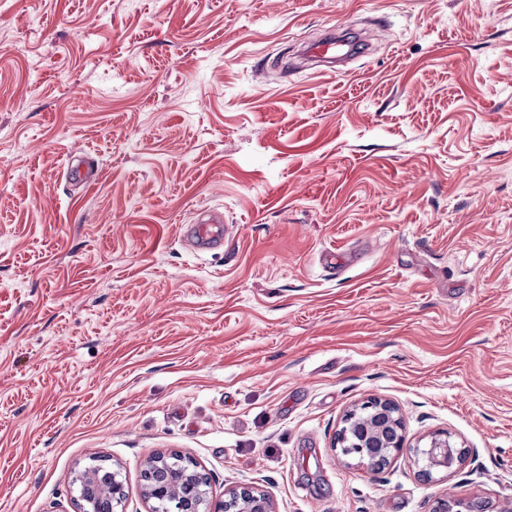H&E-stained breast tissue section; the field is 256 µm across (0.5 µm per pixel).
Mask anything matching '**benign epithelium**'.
I'll return each instance as SVG.
<instances>
[{"label":"benign epithelium","mask_w":512,"mask_h":512,"mask_svg":"<svg viewBox=\"0 0 512 512\" xmlns=\"http://www.w3.org/2000/svg\"><path fill=\"white\" fill-rule=\"evenodd\" d=\"M370 410L380 416L379 424L364 426L361 439L357 441L348 440L344 433L339 436L337 445L343 455L369 467L382 468L404 449L402 422L391 402L372 398L353 410L347 423H352ZM453 447L455 444L448 433L433 434L426 446L416 449V453L425 460L421 475L429 479L437 472H449L448 449ZM191 465L194 470L187 467L178 470L168 483L150 482L143 485L142 495L147 512H175L174 499L184 493L199 500L197 512H276L275 504L268 495L246 488L232 489L225 493L224 501L213 502L209 487L197 483L195 470L199 469L198 464L193 461ZM74 480L83 487H93L98 496L112 499L113 512H123L125 496L120 465H112V480L108 482L101 481L97 471L86 465L78 470Z\"/></svg>","instance_id":"obj_1"}]
</instances>
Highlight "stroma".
Masks as SVG:
<instances>
[{
  "label": "stroma",
  "instance_id": "stroma-1",
  "mask_svg": "<svg viewBox=\"0 0 512 512\" xmlns=\"http://www.w3.org/2000/svg\"><path fill=\"white\" fill-rule=\"evenodd\" d=\"M374 397L377 471L334 447ZM156 452L279 512H512V0H0V512H76L95 455L145 512ZM184 237L199 251L220 250L228 239L227 225H224V213L215 208H206L195 223L184 225ZM373 410L380 416L378 425H364L361 439L349 441L346 431L339 436L335 447H340L344 456L356 459L368 467L382 468L404 449L402 435V422L396 407L387 400L372 398L363 402L360 407L353 410L347 419L346 427L361 414ZM394 430L395 437L389 440L390 432ZM456 447L447 432L434 433L424 448L416 450L422 461L425 460L421 475L429 479L434 473L451 471L448 469V449Z\"/></svg>",
  "mask_w": 512,
  "mask_h": 512
}]
</instances>
